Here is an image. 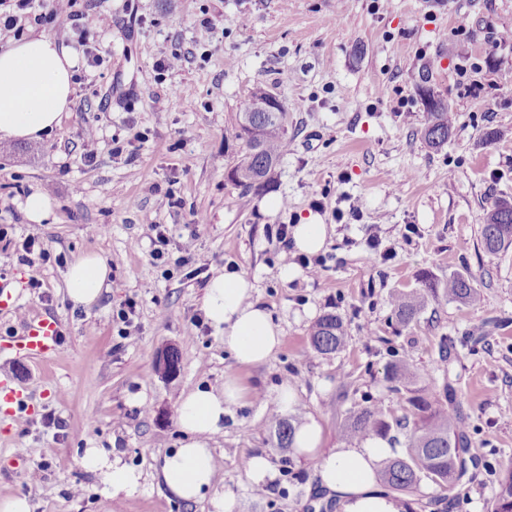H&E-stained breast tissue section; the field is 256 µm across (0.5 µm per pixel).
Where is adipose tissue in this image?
<instances>
[{
    "label": "adipose tissue",
    "mask_w": 512,
    "mask_h": 512,
    "mask_svg": "<svg viewBox=\"0 0 512 512\" xmlns=\"http://www.w3.org/2000/svg\"><path fill=\"white\" fill-rule=\"evenodd\" d=\"M74 58L55 40L32 37L0 51V138H39L53 129L69 104ZM108 276L106 264L89 255L74 262L66 275L67 293L76 303L89 305L99 297ZM204 309L211 325L224 334V345L237 363L267 362L279 350L283 332L271 314L253 297L243 275L214 276L207 288ZM236 377H227L223 390L196 389L178 405V424L186 438L164 455L157 477L169 493L184 501L209 499L214 512H234L233 492L210 495L215 467L208 440L221 431L231 405L244 396ZM391 449L379 437L355 448L323 454L317 475L322 488L335 493L342 512H401L400 505L378 487V464ZM85 469L100 473L104 492L118 499L138 491L141 474L96 448L86 449Z\"/></svg>",
    "instance_id": "obj_1"
}]
</instances>
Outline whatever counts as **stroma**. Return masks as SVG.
<instances>
[{"label": "stroma", "instance_id": "stroma-1", "mask_svg": "<svg viewBox=\"0 0 512 512\" xmlns=\"http://www.w3.org/2000/svg\"><path fill=\"white\" fill-rule=\"evenodd\" d=\"M100 29V61L60 22L28 28L76 58L73 93L58 126L38 140H0V278L18 297L23 318L0 313V377L26 384L36 413L0 417V502L25 494L31 512H212L208 500L170 497L153 475L184 438L182 395L222 389L226 376L249 391L224 417L209 445L213 490L232 491L235 512H340L315 476L324 452L351 447L338 422L379 403L405 417L404 394L385 368L412 359L435 391L452 385L479 459L440 512H493L499 466L512 463V248L491 255L480 231L495 200L512 201V138L485 142L489 128H512V50L491 29H512V0H89ZM465 30H458L459 18ZM211 42L195 39L201 19ZM179 68L162 71L171 54ZM430 88L455 112L447 143L430 147L420 130ZM191 96H183V88ZM287 112L288 145L265 185L243 192L228 172L245 153L232 136L257 89ZM164 99L155 111V96ZM98 131L88 163L84 131ZM132 152L113 154L114 145ZM181 197L169 207L166 191ZM49 199V216L27 219L26 198ZM362 212L349 213L351 200ZM204 223H194V216ZM317 220L327 226L317 277L283 282L291 262L275 231ZM148 224L166 225L171 241L196 238L202 273H164L151 257ZM37 235L49 255L19 264L17 248ZM378 240L370 249L369 240ZM103 260L108 279L91 305L71 301L66 273L77 259ZM234 271L283 330L267 363L243 367L203 308L209 275ZM429 274L446 282L469 276L480 302L427 299L417 320L396 323L388 297L416 292ZM42 286L32 290L29 278ZM135 301L129 328L116 315ZM340 315L347 343L331 355L309 334L325 314ZM54 317L59 352L18 359L8 345L27 318ZM176 349L181 372L165 378L157 357ZM207 370H200V362ZM293 385L287 417L322 427L317 453L277 445L270 411L276 388ZM64 420L45 426L46 414ZM25 449L16 463V449ZM89 448L118 453L142 474L134 496L114 501L100 474L81 459ZM265 455L277 476L256 495L246 463ZM40 468L42 479L29 473ZM83 496H75V489Z\"/></svg>", "mask_w": 512, "mask_h": 512}]
</instances>
